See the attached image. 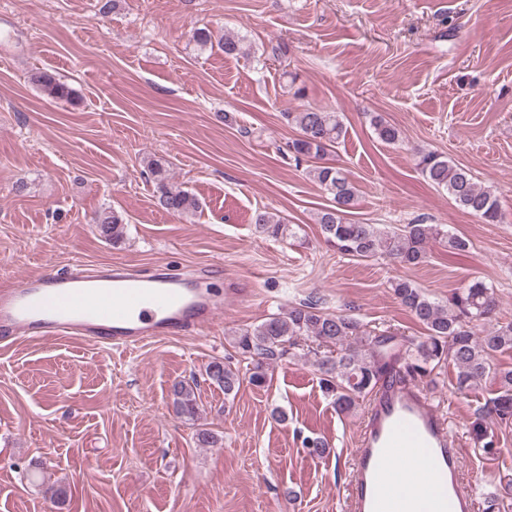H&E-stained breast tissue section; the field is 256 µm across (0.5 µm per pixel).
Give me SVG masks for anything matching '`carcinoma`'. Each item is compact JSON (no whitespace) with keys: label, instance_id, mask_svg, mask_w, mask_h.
<instances>
[{"label":"carcinoma","instance_id":"1","mask_svg":"<svg viewBox=\"0 0 512 512\" xmlns=\"http://www.w3.org/2000/svg\"><path fill=\"white\" fill-rule=\"evenodd\" d=\"M192 39L201 47L217 46L226 54L241 52L240 41L227 32L218 39L207 29H197ZM30 81L45 96L69 100L72 90L46 70L30 75ZM298 130L288 142V152L297 163H308L307 175L329 196L332 205L321 210L317 224L325 242L336 252L355 260L387 259L400 266H417L428 258L433 241L443 243L450 252H465L468 241L448 232L443 224H401L382 226L350 222L346 218L358 202V189L344 170L326 161L330 148L346 135L336 112L306 107L288 113ZM377 139L385 145L400 140V131L379 115L371 119ZM417 167L430 184L448 191L450 199L468 213L488 223L500 219L497 195L477 185L471 171L435 151L422 152ZM147 169L152 177L157 205L179 216H188L201 208L199 199L171 183L169 169L159 160H151ZM93 223L100 237L117 244L125 233V223L117 212L100 210ZM255 224L259 232L271 237H294L292 225L267 213H259ZM390 288L399 303L426 331L417 342L405 345L399 358L403 370L395 369L389 353L396 336L361 329L352 318L327 312L314 301L288 306L262 323L235 334L234 344L248 360L246 372L223 362L211 361L205 368L206 381L236 396L244 384L263 387L270 370L289 350L308 341L307 358L320 374L323 391L334 397L337 411L350 413L360 399L375 391L383 381L401 373L416 381L429 377L441 364L455 369L454 388L469 393L491 379L497 384L486 415L501 423L512 421V369L494 367L496 355L512 351V321L496 320L498 301L492 287L480 279L470 281L448 295L445 302L429 296L408 278L396 277ZM195 381L180 380L170 391L175 414L187 421L198 419L200 407Z\"/></svg>","mask_w":512,"mask_h":512}]
</instances>
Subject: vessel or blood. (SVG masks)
I'll list each match as a JSON object with an SVG mask.
<instances>
[{"label": "vessel or blood", "instance_id": "1", "mask_svg": "<svg viewBox=\"0 0 512 512\" xmlns=\"http://www.w3.org/2000/svg\"><path fill=\"white\" fill-rule=\"evenodd\" d=\"M223 310V295L205 280L191 288L162 272L76 263L0 283V342L68 337L135 350L162 336L201 333ZM404 458L423 469L418 487L392 478V464ZM462 474V450L426 392L401 379L378 387L354 451L350 512H474Z\"/></svg>", "mask_w": 512, "mask_h": 512}]
</instances>
